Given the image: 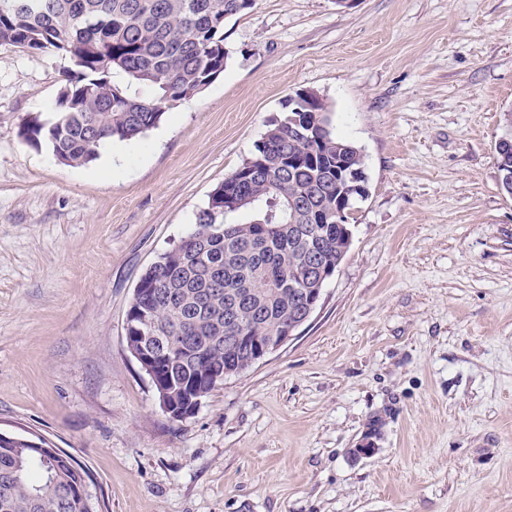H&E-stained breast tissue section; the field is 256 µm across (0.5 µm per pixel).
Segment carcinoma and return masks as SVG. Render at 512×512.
<instances>
[{
    "mask_svg": "<svg viewBox=\"0 0 512 512\" xmlns=\"http://www.w3.org/2000/svg\"><path fill=\"white\" fill-rule=\"evenodd\" d=\"M250 6L246 0H44L34 13L0 12V45L24 42L31 52L56 50L71 57L77 73L60 90L59 113L69 120L30 118L20 132L31 146L43 144L71 166L96 159L103 140H134L161 121L176 102L201 93L223 72L229 53L224 21ZM152 85L151 101L131 98L108 79L112 70ZM332 107L320 97L309 112L285 106L254 146L251 156L211 193L196 218L192 236L205 245L177 246L161 255L153 279L177 300L158 302L153 316L170 327L163 367L180 379L200 367L197 392L209 394L224 378V366L243 357L224 347L226 301L251 300L233 335L264 336L288 324L298 305L294 288L307 255L319 254L323 269L341 264L344 230L336 209L345 192L339 163L366 167L352 142L336 136ZM247 212L237 224L219 221ZM260 224L279 230L263 237ZM219 300L204 303L213 282ZM210 347L201 363H180L182 346L193 335ZM87 473L68 454L36 453L25 443L0 440V512H88L80 496Z\"/></svg>",
    "mask_w": 512,
    "mask_h": 512,
    "instance_id": "obj_1",
    "label": "carcinoma"
}]
</instances>
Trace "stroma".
Here are the masks:
<instances>
[{
	"label": "stroma",
	"instance_id": "35a3bbf8",
	"mask_svg": "<svg viewBox=\"0 0 512 512\" xmlns=\"http://www.w3.org/2000/svg\"><path fill=\"white\" fill-rule=\"evenodd\" d=\"M224 45L75 167L20 135L72 60L0 45V432L70 453L101 512H512V0H254ZM302 90L365 155L350 250L294 339L172 419L133 291Z\"/></svg>",
	"mask_w": 512,
	"mask_h": 512
}]
</instances>
